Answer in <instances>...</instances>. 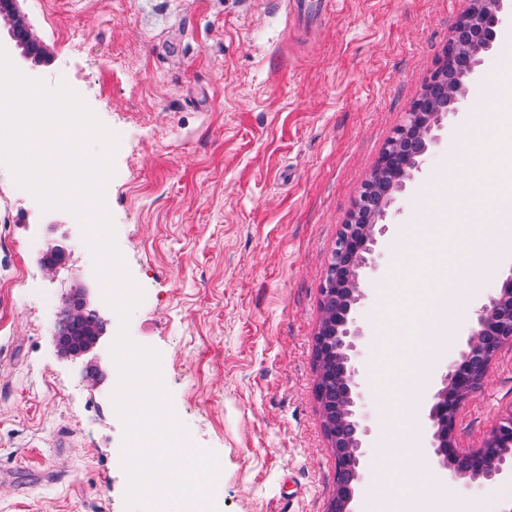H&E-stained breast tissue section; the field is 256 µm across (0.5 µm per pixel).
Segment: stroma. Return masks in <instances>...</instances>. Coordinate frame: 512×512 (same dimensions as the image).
Returning a JSON list of instances; mask_svg holds the SVG:
<instances>
[{
	"mask_svg": "<svg viewBox=\"0 0 512 512\" xmlns=\"http://www.w3.org/2000/svg\"><path fill=\"white\" fill-rule=\"evenodd\" d=\"M468 6L338 0L305 37L282 0H19L15 15L0 16V42L18 19L47 54L37 65L15 57L16 67L51 85L69 75L120 137L106 204L127 268L149 291L129 333L159 351L177 416L218 456V512H328L336 453L314 395L321 287L342 224ZM507 48L511 19L467 79V106L494 111ZM467 132L456 114L397 195L367 282L361 362L385 337L377 288L411 247L414 222L448 223L470 162ZM56 245L66 260L46 268L41 257ZM511 273L512 249L492 257L452 340L432 347L439 366L465 349L480 305ZM80 285L108 321L110 346L119 319L77 221L42 211L0 166V512H125L112 382L93 384L87 358L61 356L55 340ZM439 386L432 371L405 450L385 447L380 397L365 383L372 432L356 512L381 458L397 468L411 452L427 459L406 492H456L429 461L425 410ZM511 410L507 345L458 414V448L481 447Z\"/></svg>",
	"mask_w": 512,
	"mask_h": 512,
	"instance_id": "35a3bbf8",
	"label": "stroma"
}]
</instances>
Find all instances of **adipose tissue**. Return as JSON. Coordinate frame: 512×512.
<instances>
[{
	"instance_id": "ef3b65f1",
	"label": "adipose tissue",
	"mask_w": 512,
	"mask_h": 512,
	"mask_svg": "<svg viewBox=\"0 0 512 512\" xmlns=\"http://www.w3.org/2000/svg\"><path fill=\"white\" fill-rule=\"evenodd\" d=\"M396 472L384 470L383 487L375 498L371 512H475L469 500L439 491L405 494L399 487Z\"/></svg>"
}]
</instances>
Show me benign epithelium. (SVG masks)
I'll return each mask as SVG.
<instances>
[{
    "mask_svg": "<svg viewBox=\"0 0 512 512\" xmlns=\"http://www.w3.org/2000/svg\"><path fill=\"white\" fill-rule=\"evenodd\" d=\"M504 0H479L469 12L466 21L476 23L488 32L485 44L474 48L478 55L488 50L496 38V28L504 21ZM454 108L449 112H429L419 102L407 113L401 129L418 128L426 144L418 158L409 163H399L396 150L397 136H392L383 148L377 166L381 168L400 166V188L413 179L414 172L421 169L429 149L439 142L438 131L457 114L464 102V92H453ZM387 211L381 212L369 224H344L340 229L335 252L338 260L329 264L322 286V295H336V331L332 342L315 336V384L314 390L329 381L330 372L321 368L329 365L334 357L344 361L343 395L336 401V431L350 423L353 436L336 444V470L352 462L361 465L367 452L366 437L370 433L369 417L362 401L363 373L358 360V342L363 338L356 311L366 305L368 294L363 288L362 276L366 270L376 269L379 238L386 232L383 224ZM71 321L83 322L96 334L85 338L80 346L56 336L62 352L69 356H82L92 352L102 338L104 319L98 309L91 307L89 289L83 288L73 301L62 310L59 325ZM512 345V277L503 281L488 303L480 306L476 322L470 328L468 349L458 357L450 359L441 375L440 388L434 394L425 417L434 429L432 441L436 469L450 480L468 477L485 483H495L512 476V411L502 416L492 428L483 445L470 451H461L456 446L455 424L460 408L468 397L480 386L487 369L505 345ZM458 456L469 462L468 470H457L450 460ZM354 491L349 485L336 484V494L329 512H350Z\"/></svg>",
    "mask_w": 512,
    "mask_h": 512,
    "instance_id": "1",
    "label": "benign epithelium"
}]
</instances>
